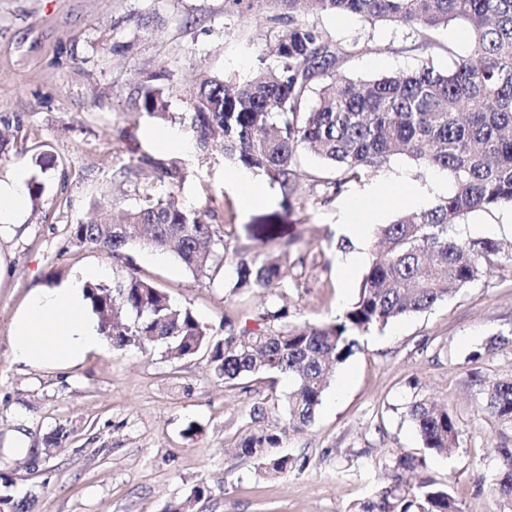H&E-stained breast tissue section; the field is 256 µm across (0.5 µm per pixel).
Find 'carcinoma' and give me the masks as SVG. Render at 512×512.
Instances as JSON below:
<instances>
[{
    "instance_id": "cac0c4a2",
    "label": "carcinoma",
    "mask_w": 512,
    "mask_h": 512,
    "mask_svg": "<svg viewBox=\"0 0 512 512\" xmlns=\"http://www.w3.org/2000/svg\"><path fill=\"white\" fill-rule=\"evenodd\" d=\"M259 11L268 4L278 14L272 65L260 57L251 80L240 84L212 73L186 92L187 121L198 148L215 143L224 157L264 173L279 183L285 197L293 194L299 153L311 150L337 168L331 182L342 185L379 172L404 156L425 170L448 172L454 191L432 207L403 214L378 229L381 247L372 255L355 302L332 323L274 325L287 316L284 308L266 309L267 326L240 329L224 317V337L188 308L137 273L108 286L88 285L87 296L99 330L112 347L143 351L157 343L176 359L206 356L211 376L231 383L247 376L283 374L294 382L285 403L288 428L303 429L314 421L336 366L357 344L356 334L431 309L470 286L497 264L502 255L493 238L463 241L456 224L466 215L512 206V0H230ZM346 14L364 22H389L428 40V33L451 23L466 27L470 57L442 72L427 62L409 74L354 80L347 75L353 49L334 42L315 16ZM170 89L147 78L139 89V106L164 118ZM317 96L308 107L310 94ZM50 162L36 161L40 173L28 182L36 207L45 192L41 174ZM69 241L100 249L114 258L125 256L134 243L173 254L193 274L224 263L212 249L215 231L201 212L181 206L174 196L147 199L126 211L117 222L106 205L94 216L66 228ZM233 291L281 287L285 273L279 259L240 260ZM478 395L490 415L512 426V378L474 375ZM407 415L424 447L448 455L457 447L458 422L446 409L424 400L409 406ZM282 431L268 428L238 441L240 455L261 460L270 475L292 468L294 460L277 455ZM501 466L493 480L500 512H512V448L500 449ZM204 484L167 512H191L209 497ZM382 491L362 512H459L456 500L429 479L396 503Z\"/></svg>"
}]
</instances>
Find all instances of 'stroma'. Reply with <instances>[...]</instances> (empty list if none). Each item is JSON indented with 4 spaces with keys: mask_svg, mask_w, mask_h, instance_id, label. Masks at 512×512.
Listing matches in <instances>:
<instances>
[{
    "mask_svg": "<svg viewBox=\"0 0 512 512\" xmlns=\"http://www.w3.org/2000/svg\"><path fill=\"white\" fill-rule=\"evenodd\" d=\"M273 13H242L231 0H0V128L19 130L0 155V178L18 164L37 173L33 158L42 153L55 161L38 209L26 211L17 233L0 237L9 267L0 280V446L18 431L29 441L21 458L0 450V474L11 479L14 498L28 500L29 512H165L200 483L211 494L194 512H361L382 489L406 497L424 478L447 487L460 512H500L492 482L500 449L512 448V428L486 412L472 377H512L506 259L432 309L361 334L337 365L314 423L283 434L280 451L296 464L274 477L234 445L245 433L282 423L292 389L287 376L223 384L203 357L173 359L160 344L146 353L130 347L93 354L62 373L10 359L13 316L32 288L60 284L93 265L108 268L107 285L125 275L126 260L66 237V225L85 220L94 204L119 213L172 194L206 210V222L226 241L219 273L192 274L174 257L156 260L141 244L128 254L220 339L229 313L249 329L258 328L264 309L283 305L292 323L335 321L366 271L361 264L342 272L348 204L375 194L385 178L394 180L386 224L408 212L410 193L421 192L428 208L452 191L449 183L436 188L435 173L400 157L335 193L328 183L336 172L304 151L293 196L273 182L269 203L245 212L238 205L243 188L231 177L238 165L221 149L157 144L153 133L163 127L193 137L182 119L184 89L202 70L240 82L251 77L276 29ZM317 22L334 41L358 42L347 65L355 79L410 72L427 58L447 70L469 53L455 24L434 31L425 47L386 22L327 13ZM150 75L171 90L167 120L136 105ZM173 161L184 171L178 183L159 169ZM459 232L465 241L512 244V208L471 213ZM267 255L285 267L282 287L233 292L237 261ZM423 399L448 408L459 423L450 455L428 452L407 415ZM258 405L266 413L257 419ZM192 422L200 431L185 437ZM53 434L56 445H47ZM402 457L414 468H399Z\"/></svg>",
    "mask_w": 512,
    "mask_h": 512,
    "instance_id": "stroma-1",
    "label": "stroma"
}]
</instances>
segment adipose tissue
Returning a JSON list of instances; mask_svg holds the SVG:
<instances>
[{
    "label": "adipose tissue",
    "instance_id": "adipose-tissue-1",
    "mask_svg": "<svg viewBox=\"0 0 512 512\" xmlns=\"http://www.w3.org/2000/svg\"><path fill=\"white\" fill-rule=\"evenodd\" d=\"M390 201V194L385 193L351 202V211L364 216L365 221L343 227L354 245L342 261L343 270L360 263L364 256L365 224L380 217ZM27 205L28 172L19 165L0 178V235L12 233L21 225ZM105 274L102 267L89 266L61 285L33 289L13 319L9 336L12 361L29 367L65 369L82 362L89 354L105 352L107 342L85 293L87 283Z\"/></svg>",
    "mask_w": 512,
    "mask_h": 512
}]
</instances>
